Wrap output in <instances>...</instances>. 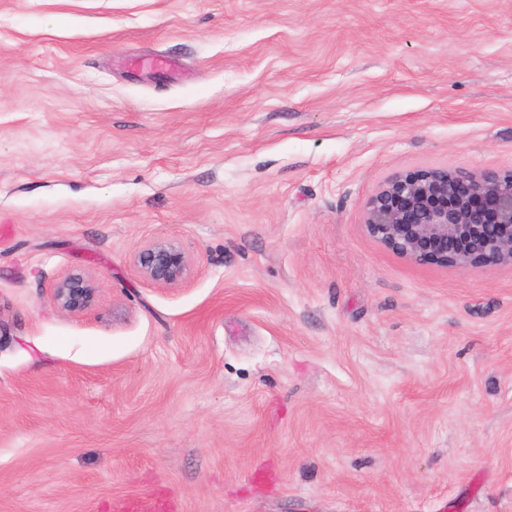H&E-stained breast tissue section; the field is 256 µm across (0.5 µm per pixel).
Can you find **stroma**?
I'll list each match as a JSON object with an SVG mask.
<instances>
[{
  "mask_svg": "<svg viewBox=\"0 0 512 512\" xmlns=\"http://www.w3.org/2000/svg\"><path fill=\"white\" fill-rule=\"evenodd\" d=\"M438 168L512 170V0H0V512H512V266L365 227ZM137 272L148 282L174 287L190 276L192 263L177 240L157 237L141 244L132 255ZM51 300L61 312L79 314L91 306L94 288L83 273L68 274L54 286Z\"/></svg>",
  "mask_w": 512,
  "mask_h": 512,
  "instance_id": "obj_1",
  "label": "stroma"
}]
</instances>
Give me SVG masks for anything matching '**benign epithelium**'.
<instances>
[{"mask_svg":"<svg viewBox=\"0 0 512 512\" xmlns=\"http://www.w3.org/2000/svg\"><path fill=\"white\" fill-rule=\"evenodd\" d=\"M368 233L411 261L459 270L512 265V170L434 169L394 176L367 202ZM148 282L174 287L190 276L192 263L177 240L157 237L132 255ZM54 306L79 314L91 306L94 288L82 273L53 288Z\"/></svg>","mask_w":512,"mask_h":512,"instance_id":"benign-epithelium-1","label":"benign epithelium"}]
</instances>
